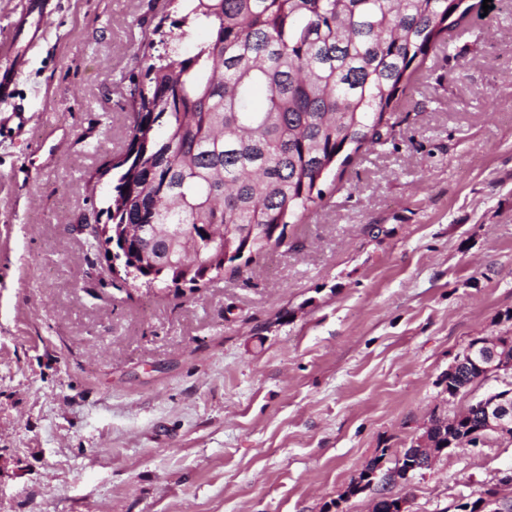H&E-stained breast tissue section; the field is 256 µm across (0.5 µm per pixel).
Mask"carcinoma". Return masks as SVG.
<instances>
[{
	"label": "carcinoma",
	"instance_id": "carcinoma-1",
	"mask_svg": "<svg viewBox=\"0 0 512 512\" xmlns=\"http://www.w3.org/2000/svg\"><path fill=\"white\" fill-rule=\"evenodd\" d=\"M462 0H176L171 27L205 29L193 54L144 45L132 93L131 137L113 160L104 207L84 218L96 235L154 224L169 251L115 246L126 274L192 288L239 258L204 243L218 225L246 260L285 244L287 227L323 196L341 154L381 145L414 73L470 8ZM458 19H453V15ZM266 105H252L256 88ZM477 413L444 430H475Z\"/></svg>",
	"mask_w": 512,
	"mask_h": 512
}]
</instances>
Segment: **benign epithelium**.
<instances>
[{
    "label": "benign epithelium",
    "instance_id": "benign-epithelium-1",
    "mask_svg": "<svg viewBox=\"0 0 512 512\" xmlns=\"http://www.w3.org/2000/svg\"><path fill=\"white\" fill-rule=\"evenodd\" d=\"M124 236L137 241L139 247L148 251L154 246L151 227L146 224H124L120 226ZM471 370L475 377L464 386H459L448 396L455 397L462 392L471 394L468 408L480 411L481 424L476 430L479 439L490 434L500 440H512V336L503 335L493 338L476 337L470 341L463 353L457 355L448 368V377L452 378L463 370ZM490 380L501 382V386L481 396L473 395L474 387ZM430 426L412 443L414 451L408 456H400L395 467L386 471H374L364 478L357 479L347 489L351 497L377 486L387 488L390 485L407 483L416 472L427 468L428 459L437 454L435 443L430 438ZM512 487V473L506 471L498 483L484 488L479 494L475 512H506L512 503L504 500L503 489Z\"/></svg>",
    "mask_w": 512,
    "mask_h": 512
}]
</instances>
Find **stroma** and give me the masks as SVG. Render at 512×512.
<instances>
[{
  "label": "stroma",
  "instance_id": "obj_1",
  "mask_svg": "<svg viewBox=\"0 0 512 512\" xmlns=\"http://www.w3.org/2000/svg\"><path fill=\"white\" fill-rule=\"evenodd\" d=\"M449 29L286 246L149 290L77 232L127 146L171 0H58L0 128V512H372L476 336L512 335V0ZM512 470L487 438L391 486L449 512Z\"/></svg>",
  "mask_w": 512,
  "mask_h": 512
}]
</instances>
